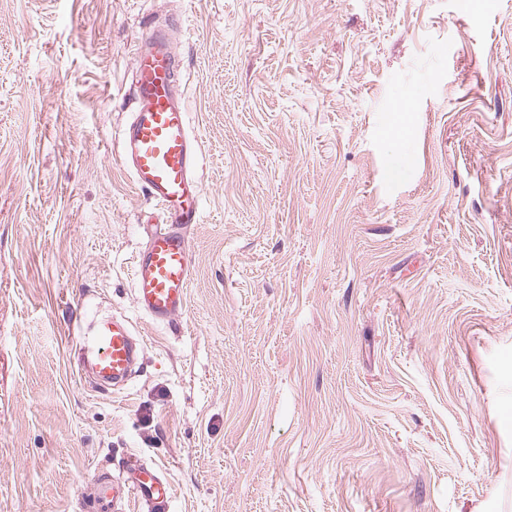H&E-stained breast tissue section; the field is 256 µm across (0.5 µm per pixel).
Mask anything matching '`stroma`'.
I'll list each match as a JSON object with an SVG mask.
<instances>
[{
    "instance_id": "1",
    "label": "stroma",
    "mask_w": 512,
    "mask_h": 512,
    "mask_svg": "<svg viewBox=\"0 0 512 512\" xmlns=\"http://www.w3.org/2000/svg\"><path fill=\"white\" fill-rule=\"evenodd\" d=\"M177 16L203 219L157 324L117 136ZM98 311L143 347L111 394ZM131 457L168 512H512V0H0V512ZM73 331L80 336L84 362L104 391L121 389L132 376L136 348L128 323L117 318H93L87 327Z\"/></svg>"
}]
</instances>
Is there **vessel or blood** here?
Masks as SVG:
<instances>
[{
	"mask_svg": "<svg viewBox=\"0 0 512 512\" xmlns=\"http://www.w3.org/2000/svg\"><path fill=\"white\" fill-rule=\"evenodd\" d=\"M181 60L167 34L148 26L132 67L134 110L119 133L120 156L135 184L161 212L133 269L135 302L153 321L172 322L186 307L192 279L188 230L201 221V186L194 176L201 150L189 112L176 92ZM84 362L102 389L123 388L132 376L136 348L127 322L95 318L77 326ZM124 478L103 477L93 487L99 512L140 498L154 512H167L172 488L154 467L127 460Z\"/></svg>",
	"mask_w": 512,
	"mask_h": 512,
	"instance_id": "b4317fda",
	"label": "vessel or blood"
}]
</instances>
